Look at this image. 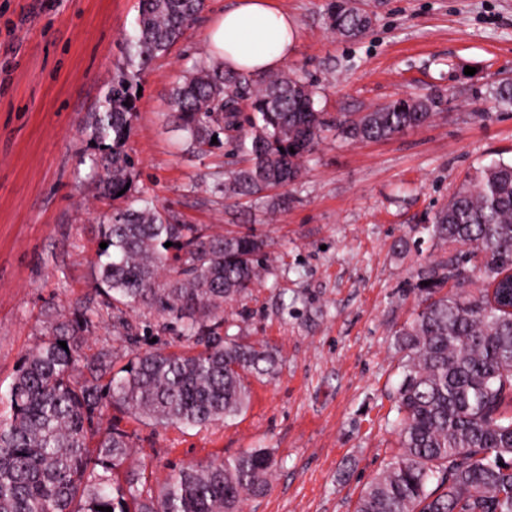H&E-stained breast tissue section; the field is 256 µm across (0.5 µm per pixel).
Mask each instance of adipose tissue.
Segmentation results:
<instances>
[{
	"instance_id": "1",
	"label": "adipose tissue",
	"mask_w": 512,
	"mask_h": 512,
	"mask_svg": "<svg viewBox=\"0 0 512 512\" xmlns=\"http://www.w3.org/2000/svg\"><path fill=\"white\" fill-rule=\"evenodd\" d=\"M297 28L287 12L269 0H236L208 28L211 57L227 69L263 75L280 68L293 53Z\"/></svg>"
}]
</instances>
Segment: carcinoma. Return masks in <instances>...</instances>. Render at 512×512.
Returning a JSON list of instances; mask_svg holds the SVG:
<instances>
[{"mask_svg":"<svg viewBox=\"0 0 512 512\" xmlns=\"http://www.w3.org/2000/svg\"><path fill=\"white\" fill-rule=\"evenodd\" d=\"M350 2L327 7L330 29L345 38L372 24ZM203 7L204 0H139L129 70L112 78L84 129L99 187L119 203L100 226L107 247L94 254L101 302L49 322L0 393L9 408L0 413V512H242L248 498L271 489L275 461L265 448L176 465L156 493L139 472L115 479L132 441L103 425L110 406L160 426L226 421L247 409L248 377L278 371L268 344L220 333L224 305L267 267L264 241L250 230L177 224L153 196L125 189L133 183L127 143L136 79ZM316 96L314 84L286 70L257 79L203 60L172 89V123L192 154L224 135L245 162L225 174L224 196L274 212L288 197L270 192L298 183L302 159L326 132L353 142L387 139L428 124L446 101L442 92L400 97L331 119ZM493 98L512 108V80L499 81ZM420 233L443 255L418 271L413 314L393 334L402 372L398 448L364 485L354 512H512V280L504 277L512 270V162L468 175ZM140 309L164 319L186 347L137 348L119 368L103 350L80 366L84 333L106 316L131 337L129 313Z\"/></svg>","mask_w":512,"mask_h":512,"instance_id":"obj_1","label":"carcinoma"}]
</instances>
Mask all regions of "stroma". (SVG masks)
Wrapping results in <instances>:
<instances>
[{
    "label": "stroma",
    "mask_w": 512,
    "mask_h": 512,
    "mask_svg": "<svg viewBox=\"0 0 512 512\" xmlns=\"http://www.w3.org/2000/svg\"><path fill=\"white\" fill-rule=\"evenodd\" d=\"M296 21L285 69L315 82L329 113L365 112L402 96L451 92L433 121L389 139L328 135L308 157L288 206L270 213L217 186L230 146L182 153L168 122L171 90L208 58L206 28L235 0H205L196 22L142 75L128 152L134 190L207 232L254 229L271 264L224 308L232 335L281 356L275 379L252 380L236 419L162 427L107 415L133 441L125 469L158 488L171 467L269 449V493L243 512H353L393 457L401 380L392 335L415 308L417 272L437 248L416 227L468 173L512 161V110L492 89L512 78V0H358L363 34L341 39L329 0H270ZM138 0H0V384L41 340L47 319L98 299L92 264L112 212L81 158L83 130L125 63ZM475 75H467L465 67Z\"/></svg>",
    "instance_id": "1"
}]
</instances>
